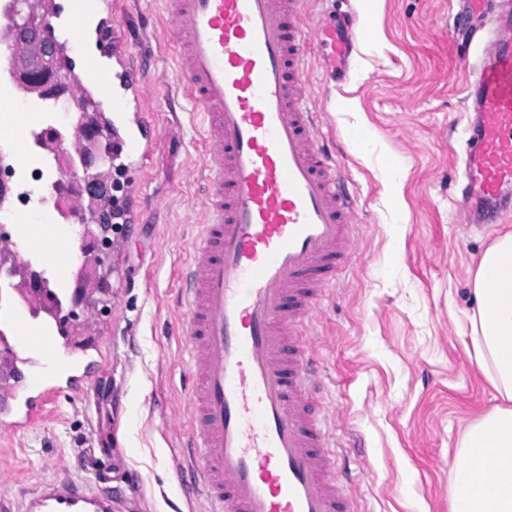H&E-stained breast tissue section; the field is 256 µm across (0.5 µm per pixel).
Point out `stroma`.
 <instances>
[{
    "mask_svg": "<svg viewBox=\"0 0 512 512\" xmlns=\"http://www.w3.org/2000/svg\"><path fill=\"white\" fill-rule=\"evenodd\" d=\"M98 25L123 28L147 60L134 112H153L151 158H128L140 197L112 234L111 286L69 335L94 363L90 399L60 395L52 417L0 443V500L68 476L104 485L121 512H209L198 474L183 462L189 425L185 339L177 333L176 271L205 220L197 164L202 123L175 72L162 0H95ZM458 0H306L301 26L329 17L365 21L342 81L311 48L304 78L319 112V144L342 151L357 195L349 267L318 302L310 326L326 427L338 467L364 512H450L449 464L466 427L497 393L472 351L470 276L495 238L512 230L466 223L455 200L469 72L454 25ZM369 147H361L362 139Z\"/></svg>",
    "mask_w": 512,
    "mask_h": 512,
    "instance_id": "35a3bbf8",
    "label": "stroma"
}]
</instances>
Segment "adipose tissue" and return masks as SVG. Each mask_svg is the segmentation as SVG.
Listing matches in <instances>:
<instances>
[{
    "instance_id": "ef3b65f1",
    "label": "adipose tissue",
    "mask_w": 512,
    "mask_h": 512,
    "mask_svg": "<svg viewBox=\"0 0 512 512\" xmlns=\"http://www.w3.org/2000/svg\"><path fill=\"white\" fill-rule=\"evenodd\" d=\"M472 287L474 351L502 402L475 420L458 444L452 512H512V232L486 249Z\"/></svg>"
}]
</instances>
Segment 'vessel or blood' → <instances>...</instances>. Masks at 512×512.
I'll return each mask as SVG.
<instances>
[{
    "mask_svg": "<svg viewBox=\"0 0 512 512\" xmlns=\"http://www.w3.org/2000/svg\"><path fill=\"white\" fill-rule=\"evenodd\" d=\"M305 0H166L178 71L203 118L207 221L178 272L186 318L192 438L210 512H350L348 479L309 377L308 325L332 273L354 249L355 199L341 161L315 139L304 60ZM324 66L342 79L355 25L318 29ZM473 116L460 207L477 221L512 200V29L475 53ZM84 70L110 111L124 110L97 57ZM0 102V133L16 123V82ZM66 224H13L5 235L39 280L68 288L57 266ZM53 318L0 301V339L27 392L0 391V439L49 413L60 392L86 397L90 368L60 351ZM0 512H118L112 495L56 478Z\"/></svg>",
    "mask_w": 512,
    "mask_h": 512,
    "instance_id": "b4317fda",
    "label": "vessel or blood"
}]
</instances>
